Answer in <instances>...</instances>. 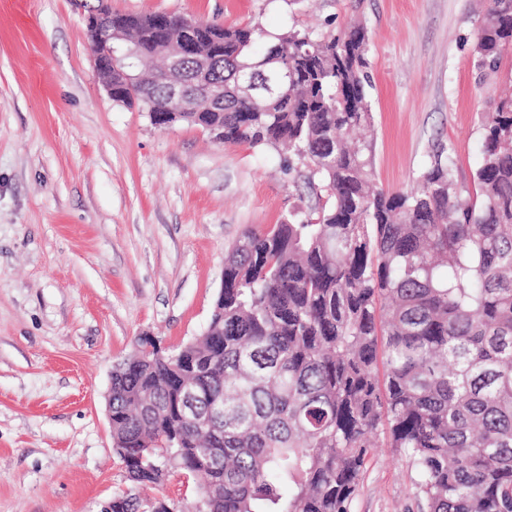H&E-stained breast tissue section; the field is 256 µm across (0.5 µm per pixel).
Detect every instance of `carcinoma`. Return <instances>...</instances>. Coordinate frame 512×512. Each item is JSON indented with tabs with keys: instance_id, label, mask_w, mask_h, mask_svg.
I'll list each match as a JSON object with an SVG mask.
<instances>
[{
	"instance_id": "carcinoma-1",
	"label": "carcinoma",
	"mask_w": 512,
	"mask_h": 512,
	"mask_svg": "<svg viewBox=\"0 0 512 512\" xmlns=\"http://www.w3.org/2000/svg\"><path fill=\"white\" fill-rule=\"evenodd\" d=\"M112 14L123 49L112 99H162L174 35L213 55L224 104L174 113L215 141L288 148V171L325 203L255 227L224 257L205 332L169 349L140 336L112 370V439L126 488L112 512H350L374 439L409 456L426 512H512V96L480 113V201L436 151L406 192L374 190L370 39L361 23L317 39L286 31L264 52L255 26ZM512 49V0H491L473 52L482 73ZM288 87L257 111L236 95L262 62ZM202 474L192 506L139 489Z\"/></svg>"
}]
</instances>
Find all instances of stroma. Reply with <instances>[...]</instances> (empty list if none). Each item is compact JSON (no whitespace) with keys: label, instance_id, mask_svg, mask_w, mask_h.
I'll return each mask as SVG.
<instances>
[{"label":"stroma","instance_id":"obj_1","mask_svg":"<svg viewBox=\"0 0 512 512\" xmlns=\"http://www.w3.org/2000/svg\"><path fill=\"white\" fill-rule=\"evenodd\" d=\"M98 0H0V512H101L125 485L107 417L114 365L151 336H200L224 254L317 198L285 154L212 143L113 101L86 36ZM271 37L362 22L373 182L406 191L449 151L475 195L479 115L512 86V55L479 78L480 0H108ZM351 512H422L411 459L386 435Z\"/></svg>","mask_w":512,"mask_h":512}]
</instances>
